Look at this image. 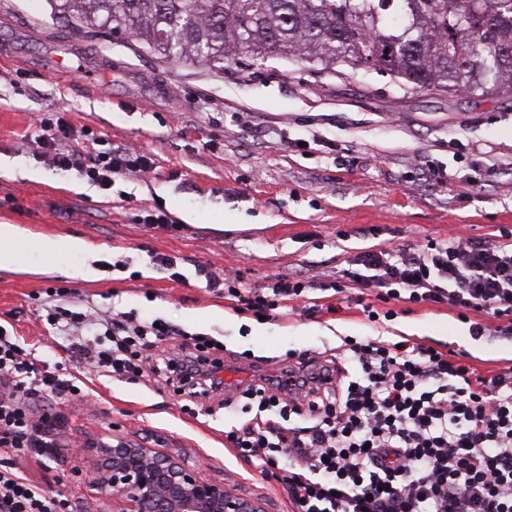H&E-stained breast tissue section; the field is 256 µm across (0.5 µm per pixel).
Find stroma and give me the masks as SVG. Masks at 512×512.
<instances>
[{"label":"stroma","mask_w":512,"mask_h":512,"mask_svg":"<svg viewBox=\"0 0 512 512\" xmlns=\"http://www.w3.org/2000/svg\"><path fill=\"white\" fill-rule=\"evenodd\" d=\"M64 124L59 150L86 160L121 147L153 170L104 190L77 170L55 167L38 145L39 119ZM448 172L446 184L430 169ZM36 169L41 181L26 178ZM166 214L163 233L140 223ZM196 222L188 223L184 213ZM22 235L9 248L17 269H0V322L12 324L37 358L64 360L43 319L52 303L97 316L159 317L224 347L225 358L271 372L289 352L347 369L346 336L394 342L405 336L446 346L476 373L512 367V339L474 338L451 305L378 300L344 275L360 249L468 238L512 242V95H450L401 88L340 65L313 71L280 58L243 56L223 70L174 62L125 34L93 35L57 21L48 0H0V223ZM77 237L94 254L52 253L47 241ZM182 257L185 284L153 266L151 254ZM126 267L113 269L115 260ZM236 270L246 282L300 279L322 290V312L281 310L260 323L202 288L197 265ZM96 268V279L79 272ZM65 287L63 296L50 289ZM392 319L370 322L363 304ZM84 403L53 396L64 416L57 459L15 455L37 485L64 492L81 512H112V499L86 481L82 445L118 435L172 456L205 477L227 481L266 512H292L283 486L237 460L224 429L239 410L181 412L153 379L115 380L77 369Z\"/></svg>","instance_id":"stroma-1"}]
</instances>
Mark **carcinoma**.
<instances>
[{"mask_svg":"<svg viewBox=\"0 0 512 512\" xmlns=\"http://www.w3.org/2000/svg\"><path fill=\"white\" fill-rule=\"evenodd\" d=\"M77 29L224 69L245 55L340 64L401 86L512 93V0H51Z\"/></svg>","mask_w":512,"mask_h":512,"instance_id":"obj_1","label":"carcinoma"}]
</instances>
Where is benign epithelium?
Here are the masks:
<instances>
[{
	"label": "benign epithelium",
	"instance_id": "7a95c632",
	"mask_svg": "<svg viewBox=\"0 0 512 512\" xmlns=\"http://www.w3.org/2000/svg\"><path fill=\"white\" fill-rule=\"evenodd\" d=\"M85 452L91 486L116 498L119 512H265L260 500L243 498L147 445L114 436Z\"/></svg>",
	"mask_w": 512,
	"mask_h": 512
}]
</instances>
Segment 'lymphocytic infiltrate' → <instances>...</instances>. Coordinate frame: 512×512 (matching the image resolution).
Masks as SVG:
<instances>
[{
  "instance_id": "lymphocytic-infiltrate-1",
  "label": "lymphocytic infiltrate",
  "mask_w": 512,
  "mask_h": 512,
  "mask_svg": "<svg viewBox=\"0 0 512 512\" xmlns=\"http://www.w3.org/2000/svg\"><path fill=\"white\" fill-rule=\"evenodd\" d=\"M55 161L103 189L153 167L146 156L114 148L89 168L77 149ZM352 263L385 298L481 311L486 319L471 324V335H512V243L431 239L408 249L369 248ZM197 273L235 311L256 317L274 319L286 302L305 298L299 280L256 288L203 267ZM45 319L66 339L72 361L131 381L151 372L183 398V411L224 390L219 345L207 337L127 313L93 320L57 306ZM344 349L355 364L344 381L329 369L302 367L240 391L250 419L229 429L237 459L282 476L293 512H512V371L482 376L410 339L348 341ZM55 394L86 397L74 378L36 359L17 336L0 334V452L58 455L60 420L38 408ZM301 414L309 425H292ZM0 512L78 506L0 464Z\"/></svg>"
}]
</instances>
